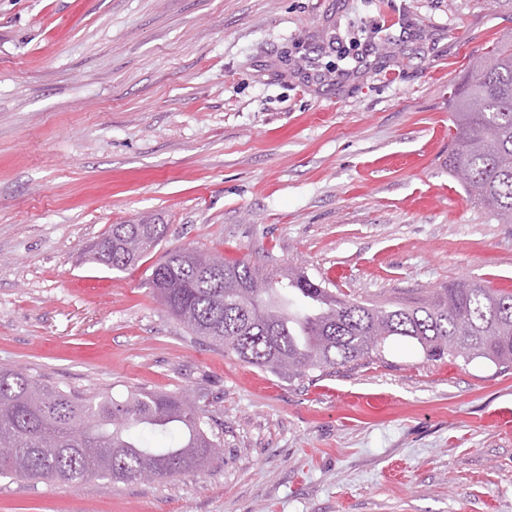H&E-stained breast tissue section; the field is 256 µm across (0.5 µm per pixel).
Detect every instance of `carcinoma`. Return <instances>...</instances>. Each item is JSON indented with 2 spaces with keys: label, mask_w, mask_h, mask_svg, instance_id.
<instances>
[{
  "label": "carcinoma",
  "mask_w": 512,
  "mask_h": 512,
  "mask_svg": "<svg viewBox=\"0 0 512 512\" xmlns=\"http://www.w3.org/2000/svg\"><path fill=\"white\" fill-rule=\"evenodd\" d=\"M455 87L448 174L501 224H512V39L486 53ZM166 224H114L87 247L88 261L123 272L167 235ZM195 249L167 253L146 280L168 312L196 336L240 361L288 379L380 355L404 337L426 359L512 365V290L459 279L426 298L357 302L290 269L269 272ZM221 445L204 410L183 393L134 390L116 398L49 386L23 368L0 369V476L75 483L89 477L134 482L145 469L173 476L209 460Z\"/></svg>",
  "instance_id": "carcinoma-1"
}]
</instances>
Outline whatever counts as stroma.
<instances>
[{
	"label": "stroma",
	"instance_id": "obj_1",
	"mask_svg": "<svg viewBox=\"0 0 512 512\" xmlns=\"http://www.w3.org/2000/svg\"><path fill=\"white\" fill-rule=\"evenodd\" d=\"M510 36L512 0H0V366L189 394L224 448L151 481L0 478V512H512V369L394 339L287 380L146 286L193 247L359 302L512 290V224L445 163L452 90ZM114 224L169 230L118 272L85 255Z\"/></svg>",
	"mask_w": 512,
	"mask_h": 512
}]
</instances>
